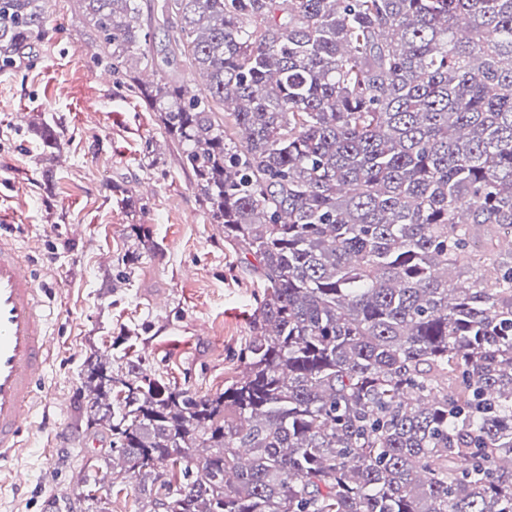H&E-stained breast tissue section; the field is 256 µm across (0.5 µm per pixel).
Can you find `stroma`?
<instances>
[{"label": "stroma", "mask_w": 512, "mask_h": 512, "mask_svg": "<svg viewBox=\"0 0 512 512\" xmlns=\"http://www.w3.org/2000/svg\"><path fill=\"white\" fill-rule=\"evenodd\" d=\"M47 28L19 67L0 72V233L17 240L51 310L47 370L16 461L29 482L18 489L0 476V512L77 497L78 478L100 465L108 435L76 421L91 351L166 385L220 393L245 372L263 294L209 222L152 109L98 64L79 0H50ZM37 117L61 131L57 162L43 158ZM122 187L138 210L121 204ZM139 224L157 248L111 283Z\"/></svg>", "instance_id": "obj_1"}]
</instances>
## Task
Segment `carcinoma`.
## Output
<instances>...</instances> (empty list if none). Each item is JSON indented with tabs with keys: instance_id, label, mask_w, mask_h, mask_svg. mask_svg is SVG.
Masks as SVG:
<instances>
[{
	"instance_id": "carcinoma-1",
	"label": "carcinoma",
	"mask_w": 512,
	"mask_h": 512,
	"mask_svg": "<svg viewBox=\"0 0 512 512\" xmlns=\"http://www.w3.org/2000/svg\"><path fill=\"white\" fill-rule=\"evenodd\" d=\"M79 2L264 285L222 393L91 353L106 467L163 512H512V0H160L197 94L138 0ZM47 17L0 0V70ZM140 4L142 7V27L145 31L150 33V43L154 49L156 57L157 50L159 51L163 49L165 44L162 30L155 27L154 23L150 20L153 15L154 8L156 9V2L153 0H141Z\"/></svg>"
}]
</instances>
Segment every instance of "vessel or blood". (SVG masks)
Wrapping results in <instances>:
<instances>
[{
	"instance_id": "obj_1",
	"label": "vessel or blood",
	"mask_w": 512,
	"mask_h": 512,
	"mask_svg": "<svg viewBox=\"0 0 512 512\" xmlns=\"http://www.w3.org/2000/svg\"><path fill=\"white\" fill-rule=\"evenodd\" d=\"M49 316L13 238L0 234V473H13L35 390L46 370Z\"/></svg>"
}]
</instances>
